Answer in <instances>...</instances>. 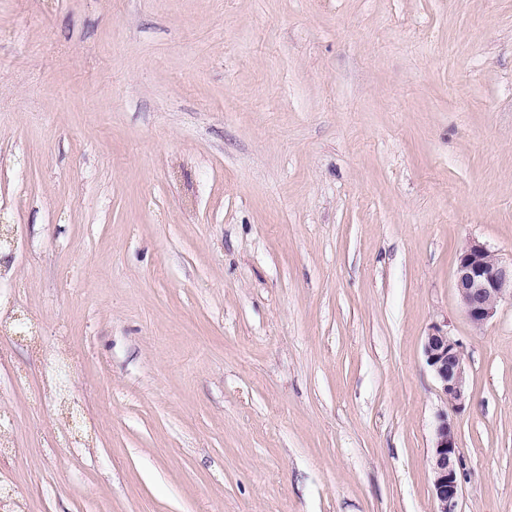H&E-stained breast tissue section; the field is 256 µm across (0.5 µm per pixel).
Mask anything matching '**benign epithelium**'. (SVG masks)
Listing matches in <instances>:
<instances>
[{
	"label": "benign epithelium",
	"mask_w": 512,
	"mask_h": 512,
	"mask_svg": "<svg viewBox=\"0 0 512 512\" xmlns=\"http://www.w3.org/2000/svg\"><path fill=\"white\" fill-rule=\"evenodd\" d=\"M454 288L465 317L484 327L505 301L512 302V259L506 260L485 243L471 239L458 253ZM423 354L444 400L455 410L468 397V369L461 343L441 325L423 339ZM458 435L448 412L436 416L431 453V494L436 512H458L461 492Z\"/></svg>",
	"instance_id": "obj_1"
}]
</instances>
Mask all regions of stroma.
<instances>
[{"instance_id": "35a3bbf8", "label": "stroma", "mask_w": 512, "mask_h": 512, "mask_svg": "<svg viewBox=\"0 0 512 512\" xmlns=\"http://www.w3.org/2000/svg\"><path fill=\"white\" fill-rule=\"evenodd\" d=\"M0 229L22 512H512V0H0ZM454 288L468 321L484 327L502 302L512 304V257L505 260L485 243L467 241L457 256ZM423 354L447 406L464 408L468 397V369L461 343L448 329L433 325L423 339ZM447 411L436 416L431 453V494L436 512H458L461 492L458 435Z\"/></svg>"}]
</instances>
